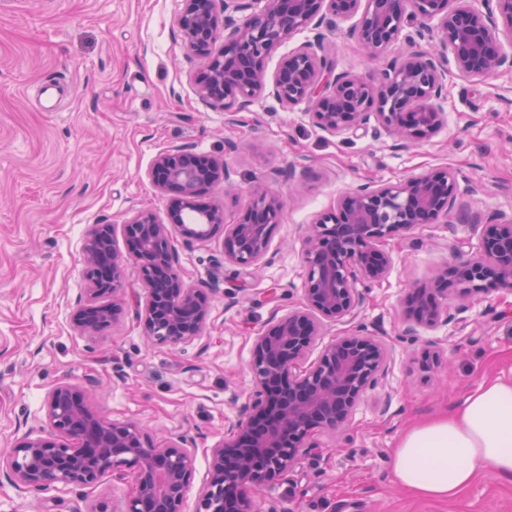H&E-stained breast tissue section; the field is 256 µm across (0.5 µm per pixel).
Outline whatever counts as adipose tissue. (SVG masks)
Segmentation results:
<instances>
[{"label": "adipose tissue", "instance_id": "1", "mask_svg": "<svg viewBox=\"0 0 512 512\" xmlns=\"http://www.w3.org/2000/svg\"><path fill=\"white\" fill-rule=\"evenodd\" d=\"M393 471L433 499L454 497L481 471L512 480V380L483 384L458 409L405 431Z\"/></svg>", "mask_w": 512, "mask_h": 512}]
</instances>
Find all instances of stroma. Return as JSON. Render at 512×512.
<instances>
[{
	"instance_id": "1",
	"label": "stroma",
	"mask_w": 512,
	"mask_h": 512,
	"mask_svg": "<svg viewBox=\"0 0 512 512\" xmlns=\"http://www.w3.org/2000/svg\"><path fill=\"white\" fill-rule=\"evenodd\" d=\"M182 0H0V453L45 420L44 399L58 382L92 391L107 420L137 424L156 443L193 437L197 475L207 448L243 411L256 336L274 310L303 299L302 240L337 198L365 182L395 183L453 169L469 209L512 217V70L474 79L449 68L445 123L431 138L395 147L377 123L334 136L316 127L310 108L255 100L230 120L203 103L195 77L202 62L176 26ZM349 22L303 31L269 57L320 41L336 72L370 76L400 63L405 41L382 60L367 58ZM184 146L223 158L229 184L200 201L238 219L259 186L286 207L271 233V260L247 274L225 264L223 237L177 244V268L210 300L200 339L151 345L135 317L146 302L140 271L127 264L129 301L112 323L86 336L71 314L86 298L82 250L96 224L121 228L136 210L166 219L172 198L148 172L155 158ZM304 169L301 189L280 176ZM482 226L426 224L390 241L387 278L365 293L354 324L328 322L325 341L363 326L388 346L385 375L337 434L314 432L313 449L270 483L259 512H512V481L481 473L447 500L419 497L396 480L392 457L411 426L458 408L480 385L512 380V295L488 291L441 304L451 321L412 328L409 292L456 262L454 245H477ZM275 291L268 302L267 291ZM130 478L105 476L86 489H18L0 480V512H121Z\"/></svg>"
}]
</instances>
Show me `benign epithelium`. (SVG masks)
<instances>
[{
  "instance_id": "1",
  "label": "benign epithelium",
  "mask_w": 512,
  "mask_h": 512,
  "mask_svg": "<svg viewBox=\"0 0 512 512\" xmlns=\"http://www.w3.org/2000/svg\"><path fill=\"white\" fill-rule=\"evenodd\" d=\"M176 23L188 48L203 62L195 82L203 101L226 112H247L263 96L282 108L311 106L313 123L341 135L376 118L403 143L436 135L444 125L441 101L448 60L463 75L483 78L512 69L502 37L512 42V0H182ZM357 18L350 34L365 54L379 59L400 35L412 46L402 61L375 79L334 74L332 63L306 43L283 57L272 81L266 62L294 35ZM506 23L499 27L498 20ZM430 49L421 48V43ZM149 176L173 196L167 221L137 210L122 224L127 254L116 249L114 226L97 224L83 245L87 299L72 314L86 335L104 328L121 310L126 261L135 262L147 291L138 315L148 341L178 345L200 338L210 318L208 297L179 274L175 242L203 243L224 233V262L250 271L267 261L271 230L283 198L256 190L245 212L229 224L224 211L199 203L201 186L230 181L224 160L183 147L162 153ZM456 174L448 169L406 177L395 184L367 182L341 195L305 236L303 303L275 319L254 339L252 387L246 417L229 425L209 448L208 472L196 512H256L268 483L288 473L309 448L315 431L344 429L364 394L384 376L387 346L360 327L332 339L316 362L304 366L321 336L322 320L352 322L364 290L386 279L392 237L422 224H446L465 213ZM485 226L475 256L445 270L429 286L407 295L406 310L430 328L448 320L438 296L452 277L459 294L492 288L512 294V224L474 214ZM112 297L106 305L98 299ZM47 435L28 433L0 457V476L23 490L89 487L108 473L133 478L134 494L120 512H182L195 475L194 441L161 446L136 425L108 421L87 391L57 383L45 402Z\"/></svg>"
}]
</instances>
